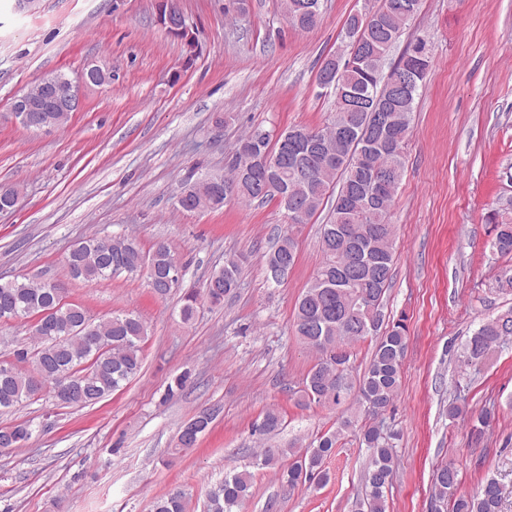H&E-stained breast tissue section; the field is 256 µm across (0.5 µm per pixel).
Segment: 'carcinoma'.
Returning a JSON list of instances; mask_svg holds the SVG:
<instances>
[{
	"label": "carcinoma",
	"instance_id": "carcinoma-1",
	"mask_svg": "<svg viewBox=\"0 0 512 512\" xmlns=\"http://www.w3.org/2000/svg\"><path fill=\"white\" fill-rule=\"evenodd\" d=\"M303 0H281L282 12L296 31L316 28L321 16L300 14ZM420 0H377L372 16L353 14L344 24L345 49L326 59L318 78L332 75L334 113L322 128L294 126L286 133L315 131L321 144L288 161L274 162L278 142L266 135L261 151L266 164L257 174L248 176L256 127L237 142L242 149L224 174L210 176L206 182L188 181L181 187L179 209L185 212L217 210L224 207V186L238 187L235 200L241 203L267 202L258 184L270 178L282 187L278 200L288 215V231L279 236L277 246L267 255L266 267L293 269L298 261V245L291 233L296 224H307L326 201H331L327 223L320 227L319 247L322 260L313 278L295 304V336L317 356L303 381L301 404L334 409L349 401L359 411L373 417L360 428L359 443L366 448L368 463L363 472L365 494L357 499L352 512H387V496L397 467L393 440L396 435L385 429L378 417L396 397L403 373L407 349L406 326L388 322L383 312L384 298L395 260L396 229L392 207L404 171V145L409 135L415 97L378 125L369 112H353L349 91H360L371 99L389 95V81L406 73L403 57L386 66L389 52L402 36L405 25L419 9ZM495 236L490 242L492 254L512 256V209L493 213ZM175 263L171 250L161 244L144 252L129 236L111 239L88 237L77 242L66 257L70 277L93 281L114 276L137 275L149 270V286L161 297L170 289L165 279ZM242 259L230 258L224 267L212 273L201 291L184 297L180 318L191 322L198 304L212 305L240 286ZM36 319L29 336L30 345L13 351L14 369L0 373V411L32 400L33 382L39 380L46 393L62 407L93 405L121 389L141 369L142 343L148 336L143 319L132 312H114L94 320L80 305L63 301L62 289L50 281L32 279L0 283V321ZM512 338V309L481 322L464 345L469 366H480L489 351ZM370 340L374 348L368 367L360 377L353 375L351 356L361 342ZM63 382L78 386L71 401L55 395ZM216 411L205 409L188 424L194 426L193 439L177 435L172 454H181L196 446L212 424ZM469 417L474 436L481 437L491 426L495 412L486 409L468 416L466 404L456 398L448 403V418ZM282 425L279 412L269 410L256 431L268 438ZM353 426L349 416L337 420L336 429L314 438L302 449L266 448L261 465L278 468L281 479L294 487L311 480L328 481L325 460L335 452L342 436ZM32 435L26 422L0 428V448H20ZM459 471L452 463L436 468L431 498L435 512H501L502 489L489 478L472 494L459 490ZM253 474L231 470L224 480L207 493L206 512H244L252 496ZM154 512H187L186 494L174 490L153 502Z\"/></svg>",
	"mask_w": 512,
	"mask_h": 512
}]
</instances>
